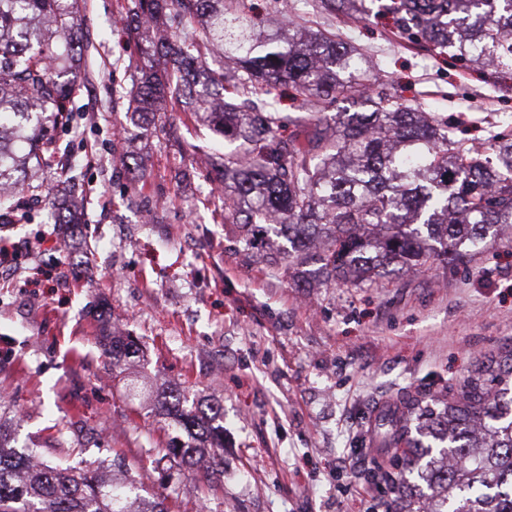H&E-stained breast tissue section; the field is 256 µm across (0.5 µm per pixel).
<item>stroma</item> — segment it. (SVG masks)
I'll return each instance as SVG.
<instances>
[{
	"label": "stroma",
	"mask_w": 512,
	"mask_h": 512,
	"mask_svg": "<svg viewBox=\"0 0 512 512\" xmlns=\"http://www.w3.org/2000/svg\"><path fill=\"white\" fill-rule=\"evenodd\" d=\"M132 0H81V82L53 161L32 159L0 274V430L11 448L98 466L123 455L170 512H382L388 484L370 431L380 401L446 397L512 347V234L453 266L316 287L317 264L270 263L279 238L245 253L202 165L222 142L177 108L127 133L124 89L140 46L121 30ZM389 0L313 18L369 57L381 89L484 138L512 130V81L399 39ZM75 199L61 234L45 187ZM136 337L143 356L113 367L102 336ZM137 379L144 397L129 402ZM224 407V451L171 465L156 401L171 388Z\"/></svg>",
	"instance_id": "obj_1"
}]
</instances>
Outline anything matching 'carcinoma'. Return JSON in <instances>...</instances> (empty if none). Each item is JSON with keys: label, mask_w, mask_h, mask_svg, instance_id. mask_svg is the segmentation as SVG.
I'll return each mask as SVG.
<instances>
[{"label": "carcinoma", "mask_w": 512, "mask_h": 512, "mask_svg": "<svg viewBox=\"0 0 512 512\" xmlns=\"http://www.w3.org/2000/svg\"><path fill=\"white\" fill-rule=\"evenodd\" d=\"M80 0H0V214L28 189L14 181L16 145L56 153L69 125L83 47ZM401 33L483 71L512 79V0H391ZM249 0H133L131 38L150 36L142 76L123 92L143 124L160 105L187 104L234 145L210 159L224 174V221L288 241L290 265L314 259L325 282H377L430 260L453 265L512 230V133L478 144L419 104L364 83L371 65L355 49L279 10L269 29ZM292 84L319 112L311 131L284 137L277 86ZM354 93L365 112H338ZM135 341L112 340V365ZM158 400L172 436L169 459L185 463L224 447L218 403ZM394 495L387 512H512V348L478 365L448 399L416 396L378 424ZM0 442V512H168L126 483L93 470L30 461Z\"/></svg>", "instance_id": "carcinoma-1"}]
</instances>
